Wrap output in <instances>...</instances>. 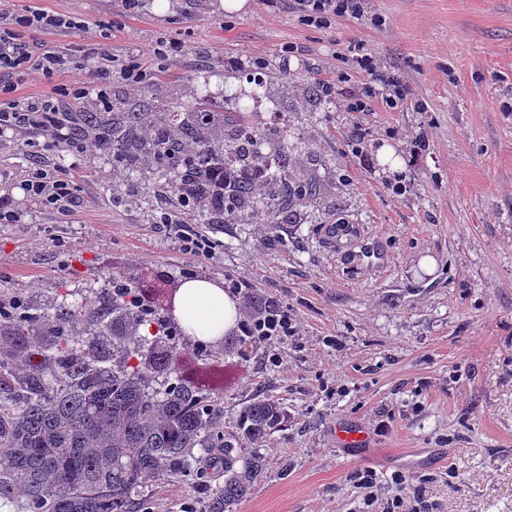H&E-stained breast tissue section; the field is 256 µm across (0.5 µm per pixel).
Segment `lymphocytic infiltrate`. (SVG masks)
Listing matches in <instances>:
<instances>
[{"mask_svg":"<svg viewBox=\"0 0 512 512\" xmlns=\"http://www.w3.org/2000/svg\"><path fill=\"white\" fill-rule=\"evenodd\" d=\"M291 8L301 24L328 30L340 19H356L374 27L382 26L381 17L371 11L369 0H292ZM75 17L48 11L30 0L18 10H0V136H19L27 149L29 166L20 187L31 206L54 216H71L81 205L80 188L74 174L82 158L94 153L98 143L92 138L72 135L69 118L91 104L102 111L112 109L113 83L141 86L155 78L150 66L154 58L205 56V48L177 35L152 46L129 44L125 54L111 55L102 36L88 32L76 49H62L44 42L23 40L30 31L65 32L77 27ZM345 64L343 81L361 77L362 87L346 101L345 111L368 112L373 105L395 111L411 103V89L401 76L384 72L380 57L364 41L353 40L337 51ZM63 73L72 74L69 85L44 97L17 96L20 83L52 82ZM171 141L181 143L183 177H190L196 162H203L211 195L212 223L224 221V196L235 181L247 180L260 189L269 170L241 154L240 148L227 147L199 157L196 147L185 142L178 132H169ZM69 152L73 160L64 168L49 165L44 156L47 147ZM296 319L287 308L274 301L261 307H247L238 323L243 339L258 344H275L297 335Z\"/></svg>","mask_w":512,"mask_h":512,"instance_id":"obj_1","label":"lymphocytic infiltrate"}]
</instances>
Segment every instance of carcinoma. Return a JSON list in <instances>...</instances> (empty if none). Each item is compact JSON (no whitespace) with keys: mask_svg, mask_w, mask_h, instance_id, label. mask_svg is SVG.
<instances>
[{"mask_svg":"<svg viewBox=\"0 0 512 512\" xmlns=\"http://www.w3.org/2000/svg\"><path fill=\"white\" fill-rule=\"evenodd\" d=\"M119 108L103 120L82 114L84 128L99 142L100 154L116 155L129 169L154 182L155 201L175 206L187 224L211 219L206 184H180L176 165L156 163V147L179 129L202 145L236 144V134L252 135L250 147L288 156L294 145L286 134H272L255 113L238 106L189 108L170 95L150 97ZM320 194L314 179L294 178L281 166L256 198L247 185L233 186L236 207L229 223L247 224L261 206L266 223L289 224L296 203H313ZM145 293L147 302L169 292L129 271L112 278ZM147 312L134 300L114 298L92 288H68L46 308L8 293L0 297V502L24 495L26 512H141L139 491L150 481L191 474L193 464L224 451V482L203 489L206 512H234L265 470L264 457L234 451L219 430V400L209 367L182 375L187 338L166 314ZM286 417L281 404L256 397L240 412L241 437L257 444L278 431Z\"/></svg>","mask_w":512,"mask_h":512,"instance_id":"obj_1","label":"carcinoma"}]
</instances>
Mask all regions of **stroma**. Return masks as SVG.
Returning <instances> with one entry per match:
<instances>
[{
	"label": "stroma",
	"instance_id": "stroma-1",
	"mask_svg": "<svg viewBox=\"0 0 512 512\" xmlns=\"http://www.w3.org/2000/svg\"><path fill=\"white\" fill-rule=\"evenodd\" d=\"M221 0H199L184 15L119 19L117 0H42L43 7L101 25L122 20L107 45H151L184 31L211 57L167 61L154 90L190 99L195 76L224 53H263L296 43L322 77L334 78L339 44L373 46L413 92L401 112H348L360 85L341 83L319 112L303 111L298 68L282 111L288 132L309 143L320 163L323 198L308 224H211L214 255L182 250L152 223V209L127 195L129 177L100 154L83 160L81 207L67 221L30 211L25 223L0 224V291L36 304L61 286L108 288L116 274L149 270L172 285L185 277L223 282L236 274L265 298L288 307L300 333L269 347L244 344L218 355L220 425L238 452L242 407L267 396L287 416L258 449L265 472L238 512H358L357 470L377 473L373 512L395 494L393 473L424 485L427 512H512V0H370L385 19L375 29L338 20L329 30L303 26L278 0L266 10L225 16ZM403 158L411 184L396 196L394 173L377 155L348 149L355 126ZM428 128L429 148L410 150ZM376 240L380 260L357 264L346 244L330 245L338 219ZM432 258L426 268L424 258ZM360 430L365 443L338 434ZM198 477L153 482L152 512H192Z\"/></svg>",
	"mask_w": 512,
	"mask_h": 512
}]
</instances>
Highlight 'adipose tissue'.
<instances>
[{
	"label": "adipose tissue",
	"instance_id": "ef3b65f1",
	"mask_svg": "<svg viewBox=\"0 0 512 512\" xmlns=\"http://www.w3.org/2000/svg\"><path fill=\"white\" fill-rule=\"evenodd\" d=\"M174 315L187 335L209 341L236 327L240 307L236 298L218 283L195 278L180 285Z\"/></svg>",
	"mask_w": 512,
	"mask_h": 512
}]
</instances>
